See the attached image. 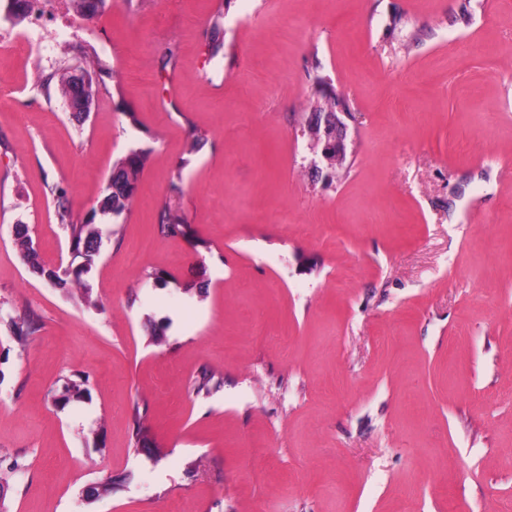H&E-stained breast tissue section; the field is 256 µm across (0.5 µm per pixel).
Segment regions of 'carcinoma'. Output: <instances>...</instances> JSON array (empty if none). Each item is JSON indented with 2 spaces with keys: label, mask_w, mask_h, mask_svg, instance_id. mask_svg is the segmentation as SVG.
<instances>
[{
  "label": "carcinoma",
  "mask_w": 512,
  "mask_h": 512,
  "mask_svg": "<svg viewBox=\"0 0 512 512\" xmlns=\"http://www.w3.org/2000/svg\"><path fill=\"white\" fill-rule=\"evenodd\" d=\"M79 53L88 59V68L84 69L86 87L83 89L84 102L90 106L96 92V81L101 73L107 70L105 61L93 48L81 44L75 46ZM149 158V152L143 149H131L125 155L116 159L112 165V181L107 183L104 196L91 216L81 223L71 220L69 208L63 196L57 197V219L64 227L71 253V262L67 267L45 266L39 261L38 250L28 234L25 224L16 225L15 244L21 260L38 276L46 279L63 291L74 288L89 293V279L96 267L100 256V246L103 236L108 230L102 224L95 223L97 215L110 216L117 220L128 212L137 190L139 175ZM183 220L165 204L158 215V230L164 235H175L182 232ZM16 339L24 342L28 337L40 330L39 317L28 313L9 321ZM89 395L88 377L82 374L64 376L57 381L56 388L51 390L54 402L67 404Z\"/></svg>",
  "instance_id": "1"
}]
</instances>
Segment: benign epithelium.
Here are the masks:
<instances>
[{
    "label": "benign epithelium",
    "mask_w": 512,
    "mask_h": 512,
    "mask_svg": "<svg viewBox=\"0 0 512 512\" xmlns=\"http://www.w3.org/2000/svg\"><path fill=\"white\" fill-rule=\"evenodd\" d=\"M73 92L68 101L71 114L86 112L85 103L80 93L85 75L76 69L71 73ZM324 94L330 97L334 104L330 107L315 105L309 113L305 126V134L309 139V150L312 158L309 163L311 178L315 181L328 182L332 179L333 166H342L348 150V125L345 118L350 112L346 101L339 93L328 90Z\"/></svg>",
    "instance_id": "1"
}]
</instances>
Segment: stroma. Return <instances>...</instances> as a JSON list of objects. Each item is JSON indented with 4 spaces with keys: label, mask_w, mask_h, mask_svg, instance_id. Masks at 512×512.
<instances>
[{
    "label": "stroma",
    "mask_w": 512,
    "mask_h": 512,
    "mask_svg": "<svg viewBox=\"0 0 512 512\" xmlns=\"http://www.w3.org/2000/svg\"><path fill=\"white\" fill-rule=\"evenodd\" d=\"M84 28L112 74L83 121L39 82L80 54H0L10 512L512 501V0H108ZM322 81L351 112L329 184L303 134ZM133 146L149 159L131 208L90 301L69 296L27 269L13 227L46 265L68 260L58 196L86 220ZM166 202L182 234L158 233ZM31 309L42 327L21 344L5 318ZM74 373L88 399L55 407Z\"/></svg>",
    "instance_id": "obj_1"
}]
</instances>
